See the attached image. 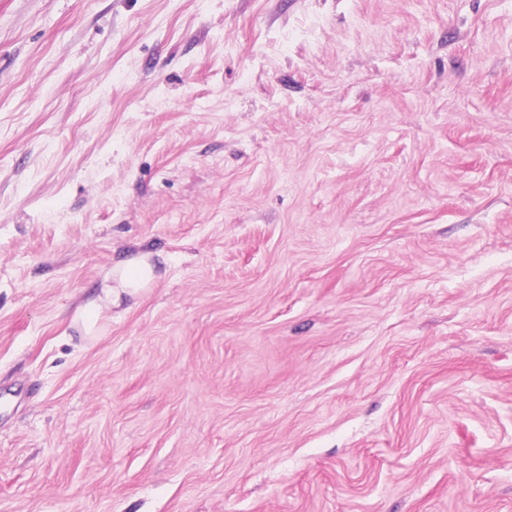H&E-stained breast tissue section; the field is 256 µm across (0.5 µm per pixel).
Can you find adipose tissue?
<instances>
[{"instance_id": "ef3b65f1", "label": "adipose tissue", "mask_w": 512, "mask_h": 512, "mask_svg": "<svg viewBox=\"0 0 512 512\" xmlns=\"http://www.w3.org/2000/svg\"><path fill=\"white\" fill-rule=\"evenodd\" d=\"M152 254L132 255L116 265L105 277L98 294L87 298L74 315L85 335H97L107 310L120 304L123 297H138L156 278Z\"/></svg>"}]
</instances>
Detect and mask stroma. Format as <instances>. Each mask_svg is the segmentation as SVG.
Here are the masks:
<instances>
[{
  "label": "stroma",
  "mask_w": 512,
  "mask_h": 512,
  "mask_svg": "<svg viewBox=\"0 0 512 512\" xmlns=\"http://www.w3.org/2000/svg\"><path fill=\"white\" fill-rule=\"evenodd\" d=\"M0 512H512V0H0ZM161 257L160 253H139L112 268L99 288L100 293L87 298L74 315V322L80 324L85 336L100 332L105 312L113 305L118 306L123 295L136 298L151 286Z\"/></svg>",
  "instance_id": "stroma-1"
}]
</instances>
